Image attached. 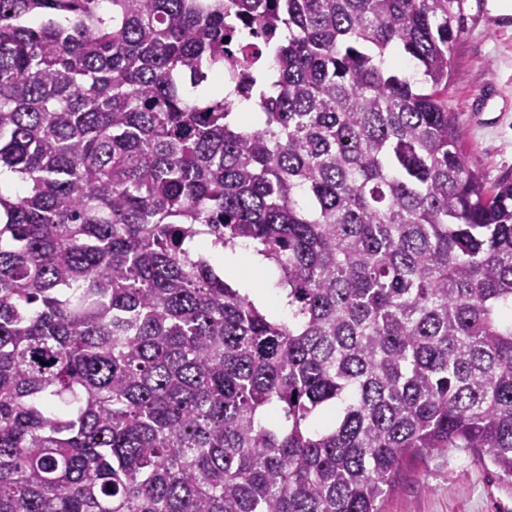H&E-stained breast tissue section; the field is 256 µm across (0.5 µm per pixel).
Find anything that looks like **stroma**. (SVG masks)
I'll list each match as a JSON object with an SVG mask.
<instances>
[{"mask_svg": "<svg viewBox=\"0 0 512 512\" xmlns=\"http://www.w3.org/2000/svg\"><path fill=\"white\" fill-rule=\"evenodd\" d=\"M448 107L462 148L488 188L512 178V0H464ZM383 512H512V478L482 455L451 448L403 465Z\"/></svg>", "mask_w": 512, "mask_h": 512, "instance_id": "35a3bbf8", "label": "stroma"}]
</instances>
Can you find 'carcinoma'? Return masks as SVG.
Wrapping results in <instances>:
<instances>
[{"label": "carcinoma", "mask_w": 512, "mask_h": 512, "mask_svg": "<svg viewBox=\"0 0 512 512\" xmlns=\"http://www.w3.org/2000/svg\"><path fill=\"white\" fill-rule=\"evenodd\" d=\"M462 6L0 0V512H381L449 448L512 476V181L448 109ZM198 240L264 256L288 318Z\"/></svg>", "instance_id": "cac0c4a2"}]
</instances>
